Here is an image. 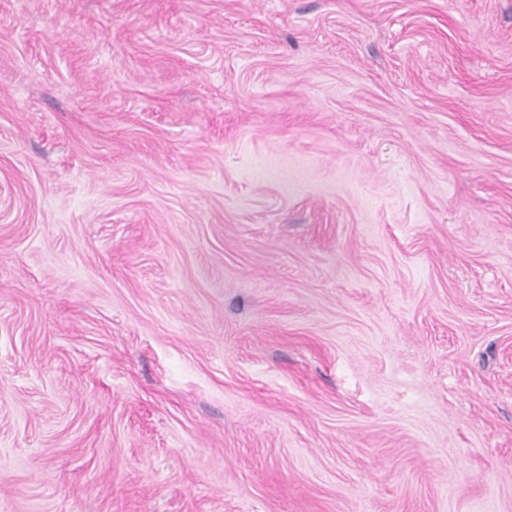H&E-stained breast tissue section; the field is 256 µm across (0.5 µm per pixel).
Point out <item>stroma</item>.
<instances>
[{
	"label": "stroma",
	"instance_id": "obj_1",
	"mask_svg": "<svg viewBox=\"0 0 512 512\" xmlns=\"http://www.w3.org/2000/svg\"><path fill=\"white\" fill-rule=\"evenodd\" d=\"M0 512H512V0H0Z\"/></svg>",
	"mask_w": 512,
	"mask_h": 512
}]
</instances>
